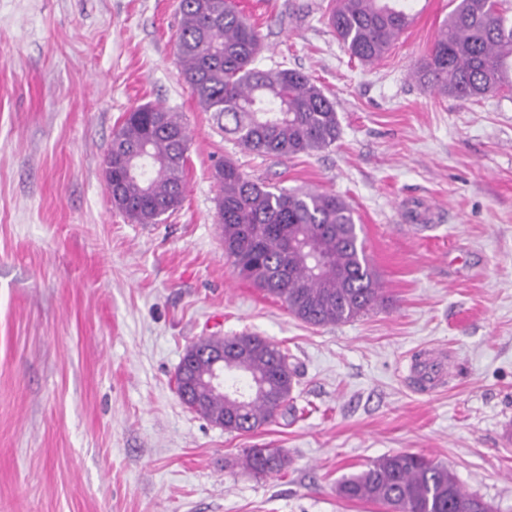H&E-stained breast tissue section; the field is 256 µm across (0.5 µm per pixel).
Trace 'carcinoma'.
<instances>
[{
  "instance_id": "cac0c4a2",
  "label": "carcinoma",
  "mask_w": 512,
  "mask_h": 512,
  "mask_svg": "<svg viewBox=\"0 0 512 512\" xmlns=\"http://www.w3.org/2000/svg\"><path fill=\"white\" fill-rule=\"evenodd\" d=\"M503 0H457L416 75L458 100L512 89V17ZM177 57L199 106L242 149L295 158L325 149L340 135L336 106L302 71L255 66L261 41L253 23L227 0H179ZM328 24L350 57L378 61L409 24L404 0H335ZM190 138L182 117L161 105L128 111L113 132L105 164L112 168V204L136 224H157L185 192ZM217 224L224 255L239 279L280 299L312 326L354 320L383 302L351 206L334 193L273 192L230 161L216 167ZM304 243L289 251L286 239ZM193 349H224L231 368L261 386L197 387L192 409L228 432H250L294 411L288 406L295 368L288 352L253 335L202 338ZM243 465L262 475L287 459L272 449L247 450ZM338 494L385 512H492L445 465L402 451L381 456L342 479Z\"/></svg>"
}]
</instances>
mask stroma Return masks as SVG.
Wrapping results in <instances>:
<instances>
[{
  "label": "stroma",
  "instance_id": "35a3bbf8",
  "mask_svg": "<svg viewBox=\"0 0 512 512\" xmlns=\"http://www.w3.org/2000/svg\"><path fill=\"white\" fill-rule=\"evenodd\" d=\"M261 68L304 72L341 136L280 159L225 139L183 79L178 0H0V512H383L342 478L399 451L448 465L512 512V92L460 101L415 75L453 10L414 21L370 66L332 0H235ZM191 136L181 207L134 224L104 158L140 104ZM344 198L385 301L313 327L231 273L214 169ZM252 333L287 348L294 413L239 435L175 390L187 346ZM442 384L415 388L428 352ZM249 448L286 456L258 476Z\"/></svg>",
  "mask_w": 512,
  "mask_h": 512
}]
</instances>
